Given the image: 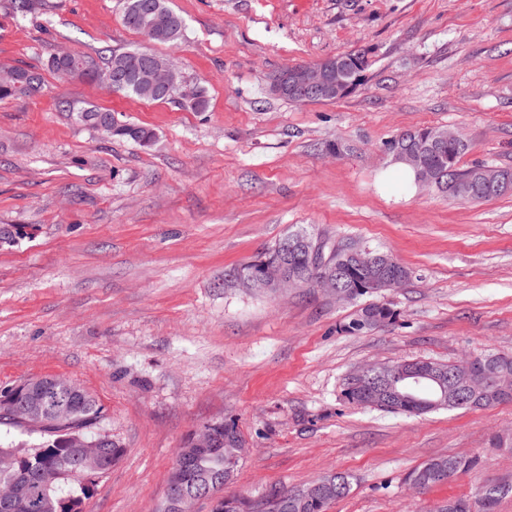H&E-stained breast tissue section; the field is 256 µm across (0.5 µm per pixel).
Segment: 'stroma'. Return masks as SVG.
Listing matches in <instances>:
<instances>
[{"mask_svg": "<svg viewBox=\"0 0 512 512\" xmlns=\"http://www.w3.org/2000/svg\"><path fill=\"white\" fill-rule=\"evenodd\" d=\"M0 0V67L42 72L34 97L0 102V388L38 375L76 381L102 405L124 454L84 512H157L178 448L235 422L247 456L227 496L260 499L331 472L353 477L328 512H436L512 483V403L421 416L349 404L357 366L512 354V193L468 201L414 184L385 144L421 127L458 130V166L512 165V0H170L174 45L122 22L123 0ZM147 49L205 90L148 102L60 80L50 54L100 60ZM365 82L347 98L295 104L282 70L356 49ZM154 130L144 148L79 125L85 105ZM304 229L392 255L410 280L379 294L391 323L343 325L365 299L315 288L228 290L225 267ZM475 466L429 489L430 458Z\"/></svg>", "mask_w": 512, "mask_h": 512, "instance_id": "1", "label": "stroma"}]
</instances>
